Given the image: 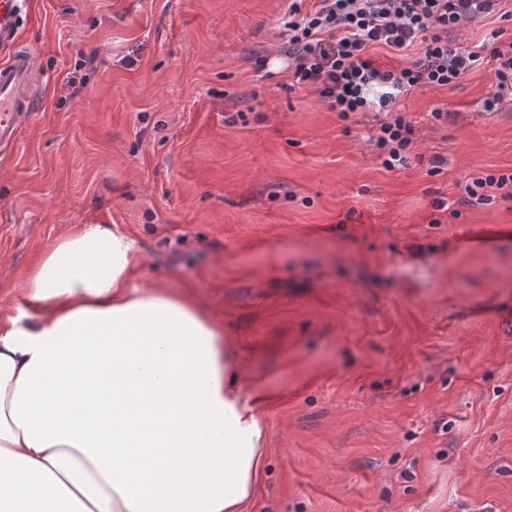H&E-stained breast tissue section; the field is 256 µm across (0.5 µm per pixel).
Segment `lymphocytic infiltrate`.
I'll return each mask as SVG.
<instances>
[{
	"mask_svg": "<svg viewBox=\"0 0 512 512\" xmlns=\"http://www.w3.org/2000/svg\"><path fill=\"white\" fill-rule=\"evenodd\" d=\"M492 16L512 22V9L502 0H316L306 11L292 0L283 51L292 84L317 92L341 120L372 111L369 141L392 169L415 143L414 125L397 108L410 91L448 86L485 61L492 84L483 110L512 101V40L471 48L459 38L462 27ZM380 48L412 61L385 65L374 57Z\"/></svg>",
	"mask_w": 512,
	"mask_h": 512,
	"instance_id": "f902f5d3",
	"label": "lymphocytic infiltrate"
}]
</instances>
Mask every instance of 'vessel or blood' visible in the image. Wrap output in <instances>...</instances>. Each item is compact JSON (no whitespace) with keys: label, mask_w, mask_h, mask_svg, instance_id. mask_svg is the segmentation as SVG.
I'll return each mask as SVG.
<instances>
[{"label":"vessel or blood","mask_w":512,"mask_h":512,"mask_svg":"<svg viewBox=\"0 0 512 512\" xmlns=\"http://www.w3.org/2000/svg\"><path fill=\"white\" fill-rule=\"evenodd\" d=\"M22 7L23 0H0V50L9 51L7 62L0 63V148L10 146L29 121L36 93L34 56L16 41Z\"/></svg>","instance_id":"obj_1"}]
</instances>
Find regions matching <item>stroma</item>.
Listing matches in <instances>:
<instances>
[{
  "instance_id": "obj_1",
  "label": "stroma",
  "mask_w": 512,
  "mask_h": 512,
  "mask_svg": "<svg viewBox=\"0 0 512 512\" xmlns=\"http://www.w3.org/2000/svg\"><path fill=\"white\" fill-rule=\"evenodd\" d=\"M288 4L26 0L41 93L0 150V308L56 239L118 225L135 283L186 292L267 391L247 512H512V198L461 201L512 173V102L483 111L486 63L408 93L387 170L371 113L257 66ZM495 188L498 190H505L502 194L503 198L512 197V174H501L496 176L494 174L486 175L485 177L477 178L471 183L466 184L464 191L466 196L464 202L466 203H485L491 200V195L485 194V189Z\"/></svg>"
}]
</instances>
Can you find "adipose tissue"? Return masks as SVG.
Here are the masks:
<instances>
[{"label":"adipose tissue","mask_w":512,"mask_h":512,"mask_svg":"<svg viewBox=\"0 0 512 512\" xmlns=\"http://www.w3.org/2000/svg\"><path fill=\"white\" fill-rule=\"evenodd\" d=\"M114 224L54 242L0 313V512H246L262 386Z\"/></svg>","instance_id":"1"}]
</instances>
